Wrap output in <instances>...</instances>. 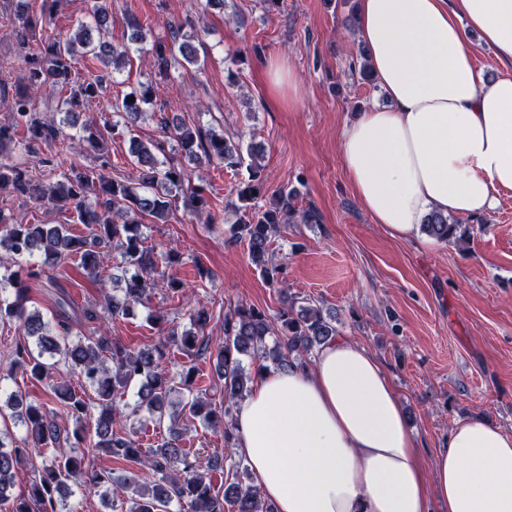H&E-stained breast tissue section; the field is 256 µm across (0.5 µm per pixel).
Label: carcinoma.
Wrapping results in <instances>:
<instances>
[{"label":"carcinoma","mask_w":512,"mask_h":512,"mask_svg":"<svg viewBox=\"0 0 512 512\" xmlns=\"http://www.w3.org/2000/svg\"><path fill=\"white\" fill-rule=\"evenodd\" d=\"M42 4L39 11L23 9L12 19L22 48L21 78L13 94L0 91V104L10 114L7 122H0V196H24L43 206L74 212L76 220L88 226L89 234L75 236L67 224H7L0 214V250L8 252L12 261V267L0 274V319L18 321L24 337L15 350V368L47 385L50 398L73 421L74 429L61 435L43 403L28 401L19 392L10 394L9 419L12 425L23 426L26 435L16 442L9 426L0 428V504L10 501L9 490L22 462L52 447V457L43 461L28 496L10 501L11 512H75L56 497L71 485L81 490L102 488L105 496L124 495V512H172L173 505L177 512H224L226 504L234 512H274L251 483L248 468L232 461L236 414L252 381L241 356L276 367L303 361L314 348L338 335L336 313L310 302L299 305L290 295L283 296L282 307L272 318L242 302L227 304L224 342L211 351L216 376L224 381V409L216 411L194 388L198 371L193 358L206 348L203 337L212 318L207 307H190V327L181 332L167 326L165 316H153L165 339L131 350L109 336L72 335V316L66 311L70 303L64 298L56 302L55 313L49 317L28 309L27 283L40 278L46 266L72 255L79 257L81 268L93 280L99 250L113 244L119 250L121 274L113 276L112 293L105 295L101 306L83 311L85 320L98 318L100 312L114 320L131 317L156 288L185 293L187 283L170 273L183 264V254L173 248L159 253L144 246L141 227L147 216L166 222L180 206L192 214L209 213L210 199L203 186L192 182L189 169L203 158L233 170L247 165L248 181L237 192L238 203L233 205L236 221L229 229L228 243H246L250 260L273 287L283 283V268L269 257L272 237L283 225L317 222L316 214L299 209L298 190L288 186L276 191L271 206L253 208V201L264 194L260 145L251 143L244 149L239 137L222 130L186 123L171 126L164 121L161 129L174 142L171 150L180 154L177 161L167 156L163 143H145L133 135L135 122L146 108L158 106L161 89L172 83V69L183 61L204 68L195 46L197 35L184 34L175 27L170 39L155 41L147 48L143 23L133 16L130 42L116 46L94 37L105 27L110 8L109 0H94L91 16L95 27L82 25L68 39H55L34 50L31 32L43 26L46 15L59 9L62 0H42ZM133 54L145 59L150 74L147 81L112 104V112L121 117L112 122V136L129 138V157L139 170L136 185L110 176L112 161L104 150L105 135L96 119L82 123L75 142L65 141L64 131L69 116L103 94L102 76L77 78L78 58L117 67ZM49 87L67 95L58 100L56 117L44 119L35 103L37 95ZM58 144L67 150H90L98 164L72 166L45 183L29 168L26 157L37 158L40 166L53 171ZM459 231L460 225L440 212L429 213L422 224L423 233L445 243L456 240ZM272 336L275 346L270 348L267 340ZM170 347L190 362L177 377L163 366ZM65 369L79 374L83 384L93 389L97 405L58 379ZM132 386L137 387L135 403L119 405L117 397ZM143 411L158 425H167V435L146 454L139 448L134 430V421ZM187 413L224 434L225 460L232 462L224 482L215 483L209 471L199 468L196 456L181 448L178 422ZM81 448L134 465L147 463L152 480L142 482L134 471L89 469Z\"/></svg>","instance_id":"1"}]
</instances>
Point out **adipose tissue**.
<instances>
[{"instance_id":"1","label":"adipose tissue","mask_w":512,"mask_h":512,"mask_svg":"<svg viewBox=\"0 0 512 512\" xmlns=\"http://www.w3.org/2000/svg\"><path fill=\"white\" fill-rule=\"evenodd\" d=\"M389 103L340 135L373 223L422 242L433 211L490 213L512 191V0H355ZM505 72L487 78L471 33ZM234 446L277 512H512V433L471 416L425 457L380 360L339 338L306 364L256 374Z\"/></svg>"}]
</instances>
